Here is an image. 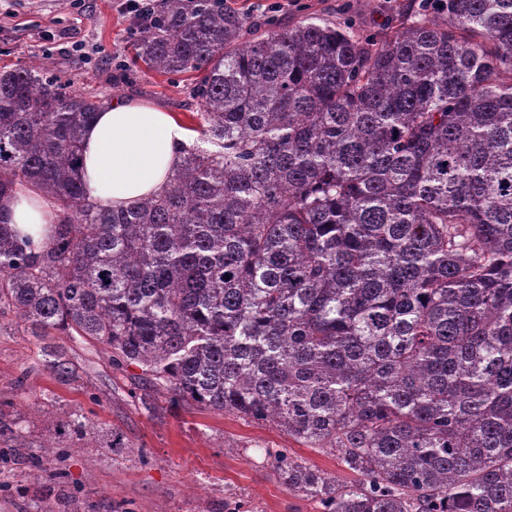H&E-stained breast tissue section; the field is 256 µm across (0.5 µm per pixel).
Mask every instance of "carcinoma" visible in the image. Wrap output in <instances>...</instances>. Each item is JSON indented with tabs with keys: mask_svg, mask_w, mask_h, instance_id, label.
<instances>
[{
	"mask_svg": "<svg viewBox=\"0 0 512 512\" xmlns=\"http://www.w3.org/2000/svg\"><path fill=\"white\" fill-rule=\"evenodd\" d=\"M199 72L200 138L132 208L91 200L100 102L0 73V314L90 338L168 406L269 422L322 512H512V0H440L379 39L165 0L133 44ZM3 206L9 211L13 224L18 230L30 233L35 240L43 243L47 239L48 228L57 219L53 203L37 191L22 188L3 201Z\"/></svg>",
	"mask_w": 512,
	"mask_h": 512,
	"instance_id": "carcinoma-1",
	"label": "carcinoma"
}]
</instances>
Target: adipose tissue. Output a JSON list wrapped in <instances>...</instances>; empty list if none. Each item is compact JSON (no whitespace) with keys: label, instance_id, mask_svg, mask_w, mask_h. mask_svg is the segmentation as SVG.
Wrapping results in <instances>:
<instances>
[{"label":"adipose tissue","instance_id":"obj_1","mask_svg":"<svg viewBox=\"0 0 512 512\" xmlns=\"http://www.w3.org/2000/svg\"><path fill=\"white\" fill-rule=\"evenodd\" d=\"M186 130L162 107L116 99L86 127L82 176L93 201L104 206H131L162 190L179 161ZM18 230L45 242L57 219L53 203L22 188L5 200Z\"/></svg>","mask_w":512,"mask_h":512}]
</instances>
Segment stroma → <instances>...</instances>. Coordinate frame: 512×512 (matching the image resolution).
<instances>
[{
	"label": "stroma",
	"instance_id": "obj_1",
	"mask_svg": "<svg viewBox=\"0 0 512 512\" xmlns=\"http://www.w3.org/2000/svg\"><path fill=\"white\" fill-rule=\"evenodd\" d=\"M283 24L315 16L363 34L380 35L415 0H227L259 21L270 4ZM116 0H0V70L37 66L59 91L111 101L133 96L196 126L198 106L188 74H158L136 65L137 39ZM69 372L48 368L55 358ZM142 370L113 366L105 347L78 336L39 337L13 315H0V398L14 404L11 449L0 462V512H39L60 487L77 490L76 512H321L318 500L289 491L269 458L285 448L307 466L339 480L352 474L336 455L297 442L275 425L242 420L196 405L173 409L155 394L139 401ZM81 415L83 435L56 422ZM122 447H109L111 437ZM43 457L40 480L32 455Z\"/></svg>",
	"mask_w": 512,
	"mask_h": 512
}]
</instances>
